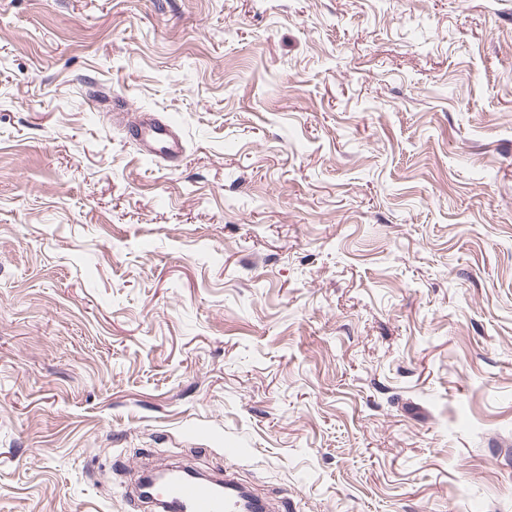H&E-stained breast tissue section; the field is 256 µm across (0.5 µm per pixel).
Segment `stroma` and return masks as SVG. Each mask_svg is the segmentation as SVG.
<instances>
[{"mask_svg": "<svg viewBox=\"0 0 512 512\" xmlns=\"http://www.w3.org/2000/svg\"><path fill=\"white\" fill-rule=\"evenodd\" d=\"M172 463L512 512V0H0V512ZM127 115L124 112L114 114L124 123L127 137L138 144L144 155L159 157L173 166L181 162L185 145L171 122L161 121L150 113H141L137 119L125 122Z\"/></svg>", "mask_w": 512, "mask_h": 512, "instance_id": "stroma-1", "label": "stroma"}]
</instances>
